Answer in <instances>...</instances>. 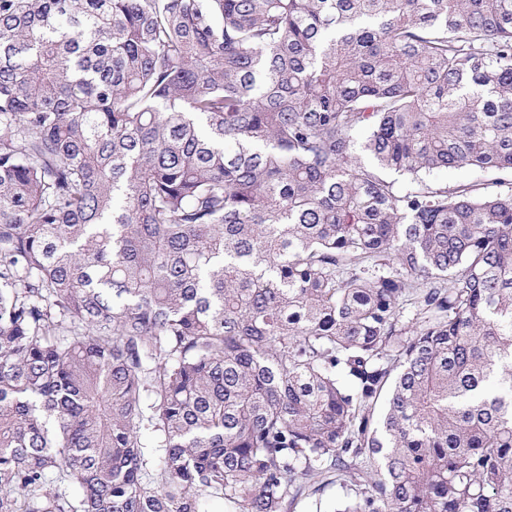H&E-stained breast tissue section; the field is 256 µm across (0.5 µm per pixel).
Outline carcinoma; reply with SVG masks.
<instances>
[{"instance_id": "obj_1", "label": "carcinoma", "mask_w": 512, "mask_h": 512, "mask_svg": "<svg viewBox=\"0 0 512 512\" xmlns=\"http://www.w3.org/2000/svg\"><path fill=\"white\" fill-rule=\"evenodd\" d=\"M330 473L512 512V0H0V512ZM490 176L481 175L478 171L470 170V169H460V170H441L436 173H434L431 176V180L437 184H448L453 185L458 182L462 181H469V180H476V179H482V180H488L490 179Z\"/></svg>"}]
</instances>
